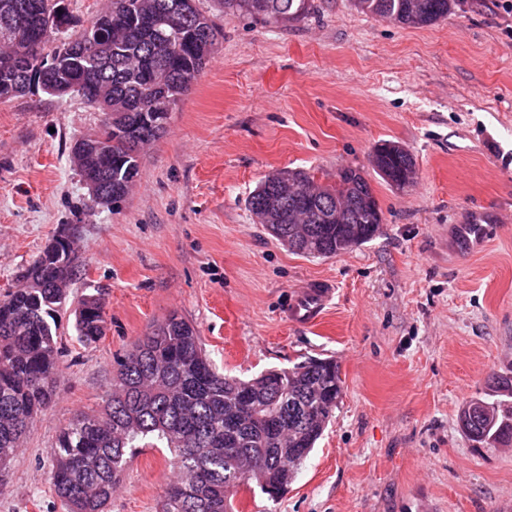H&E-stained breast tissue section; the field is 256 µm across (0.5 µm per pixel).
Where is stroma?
Listing matches in <instances>:
<instances>
[{
    "instance_id": "1",
    "label": "stroma",
    "mask_w": 512,
    "mask_h": 512,
    "mask_svg": "<svg viewBox=\"0 0 512 512\" xmlns=\"http://www.w3.org/2000/svg\"><path fill=\"white\" fill-rule=\"evenodd\" d=\"M198 7L217 49L115 205L93 203L72 158L102 112L75 94L0 99V293L71 224V295L101 289L106 311L89 347L63 319L57 394L0 477V512H65L48 478L61 428L103 409L117 358L172 313L223 373L339 366L342 396L287 493H239V512H512V450L457 425L512 368V0H455L421 28L353 0H313L285 27ZM383 143L413 156L412 186L374 170ZM283 168L322 185L361 170L379 234L332 257L290 251L247 206ZM473 222L491 227L477 246L459 230ZM315 278L331 301L318 322H292ZM171 458L142 449L107 512H161Z\"/></svg>"
}]
</instances>
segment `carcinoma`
<instances>
[{
	"mask_svg": "<svg viewBox=\"0 0 512 512\" xmlns=\"http://www.w3.org/2000/svg\"><path fill=\"white\" fill-rule=\"evenodd\" d=\"M34 8L14 25L15 53L34 49L55 71L33 84L0 72V97L41 90L57 94L64 79L104 114L100 130L78 141L82 166L107 168L104 189L121 201L140 173L141 148L160 138L162 121L194 85L214 53L219 32L196 0H110L74 38L49 46L69 25L65 0H31ZM226 12L260 17L286 27L311 9V0H219ZM362 12L410 27L448 17L453 0H354ZM374 167L404 188L415 167L411 154L388 144L375 149ZM247 204L261 224L288 231V247L330 257L372 240L383 212L363 174L346 168L333 186L300 169H281L251 193ZM74 247L39 254L19 276L26 287L0 294V473L31 427L52 405L59 375L61 312L80 272ZM102 293L81 295L74 309L76 339L84 346L104 334ZM264 381H259V378ZM242 380L219 373L204 353L195 326L172 314L137 339L118 361L112 391L100 413L77 414L52 451L49 480L66 512H106L128 461L143 448L174 452L177 474L163 512H237L235 497L254 487L275 501L322 436L341 396L336 362L309 358ZM495 400H472L484 413L472 441L512 444V376L495 378ZM297 463L288 465V456Z\"/></svg>",
	"mask_w": 512,
	"mask_h": 512,
	"instance_id": "carcinoma-1",
	"label": "carcinoma"
}]
</instances>
